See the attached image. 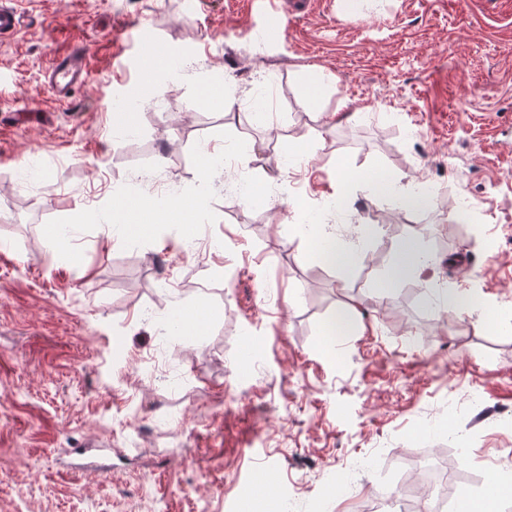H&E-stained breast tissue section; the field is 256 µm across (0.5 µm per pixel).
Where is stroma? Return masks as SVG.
Listing matches in <instances>:
<instances>
[{
    "instance_id": "35a3bbf8",
    "label": "stroma",
    "mask_w": 512,
    "mask_h": 512,
    "mask_svg": "<svg viewBox=\"0 0 512 512\" xmlns=\"http://www.w3.org/2000/svg\"><path fill=\"white\" fill-rule=\"evenodd\" d=\"M21 2L0 40V512H364L404 483L455 512L512 485V0ZM79 44L93 78L63 107L44 72ZM157 54L180 74L151 75ZM368 170L400 183L375 195ZM172 195L188 211L130 241L98 219ZM318 212L356 268L322 266ZM408 242L428 269L378 289ZM180 309L197 334H166Z\"/></svg>"
}]
</instances>
